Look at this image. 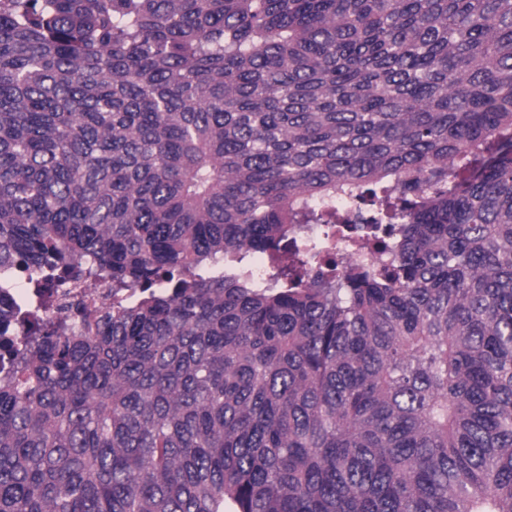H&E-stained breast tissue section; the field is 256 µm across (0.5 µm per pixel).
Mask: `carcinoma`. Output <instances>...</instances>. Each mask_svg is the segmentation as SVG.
<instances>
[{"label":"carcinoma","instance_id":"obj_1","mask_svg":"<svg viewBox=\"0 0 512 512\" xmlns=\"http://www.w3.org/2000/svg\"><path fill=\"white\" fill-rule=\"evenodd\" d=\"M0 275V512H512V0H0ZM342 218H348L352 222L358 224H332L333 226H324V224H301L298 228L296 236L297 238H304L309 243V248H312L313 252H319L323 244V240L326 239L325 232L328 231V238L326 243L328 249L335 255L336 267L319 266L321 255L317 256L313 266L312 274L316 271H322L324 273L336 274L343 267L351 261H361L367 265H380L385 261V253L377 251H357V242L360 238L370 236L372 234V224H363L364 220L355 218L353 213H343ZM328 227H331L330 229ZM281 243L278 249H273L267 254L265 261L254 264V276L259 282H268L276 274L279 267L289 265L293 261L291 248L284 247ZM49 291L53 294V302L47 311V318L55 324L68 322L78 303H84L83 309L94 313L112 300V288L106 283H99L96 288H83L78 284L70 288H49Z\"/></svg>","mask_w":512,"mask_h":512}]
</instances>
